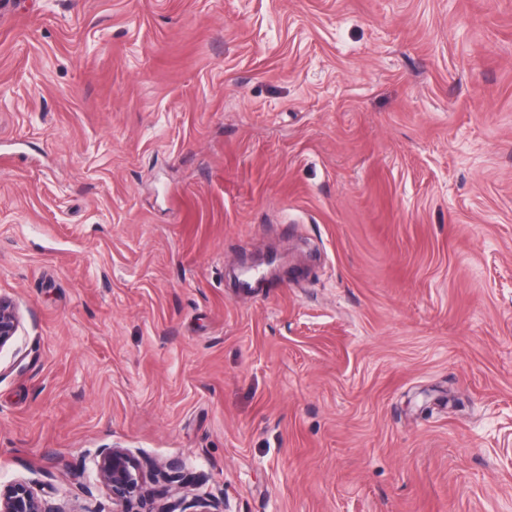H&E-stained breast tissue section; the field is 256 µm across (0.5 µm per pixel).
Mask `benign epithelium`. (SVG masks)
I'll use <instances>...</instances> for the list:
<instances>
[{
	"mask_svg": "<svg viewBox=\"0 0 512 512\" xmlns=\"http://www.w3.org/2000/svg\"><path fill=\"white\" fill-rule=\"evenodd\" d=\"M20 319L13 300L0 295V351L10 344L18 333ZM81 473L93 479L94 484L107 490L112 499V512H139L138 505L154 495L152 485L164 481L178 486L188 483L192 476L178 462H171L157 473L138 461L132 453L114 446L99 448L90 458V466H82ZM224 512L221 503L199 498L191 503L176 499L162 505L155 512ZM0 512H67L53 506L35 494L24 482L17 481L0 489Z\"/></svg>",
	"mask_w": 512,
	"mask_h": 512,
	"instance_id": "7a95c632",
	"label": "benign epithelium"
}]
</instances>
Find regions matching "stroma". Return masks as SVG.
Listing matches in <instances>:
<instances>
[{
  "label": "stroma",
  "instance_id": "1",
  "mask_svg": "<svg viewBox=\"0 0 512 512\" xmlns=\"http://www.w3.org/2000/svg\"><path fill=\"white\" fill-rule=\"evenodd\" d=\"M0 487L512 512V0H0ZM19 326L20 319L14 301L0 295V350L13 341ZM89 462L87 477H92L94 485L107 490L112 499V512H143L138 510V505L154 496L152 485L159 482L158 476L178 486L193 479L178 462H171L166 470L160 469L154 474L129 450L117 446L97 449Z\"/></svg>",
  "mask_w": 512,
  "mask_h": 512
}]
</instances>
